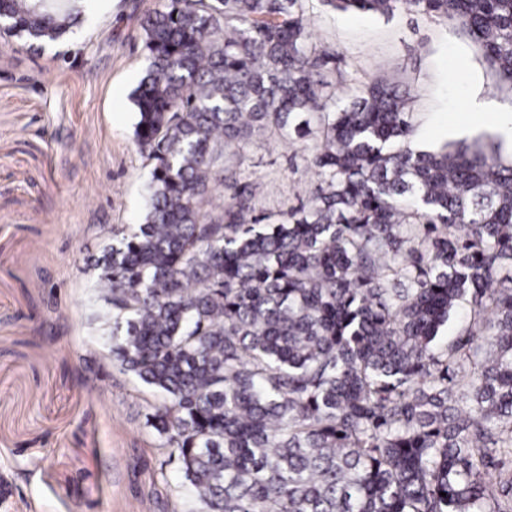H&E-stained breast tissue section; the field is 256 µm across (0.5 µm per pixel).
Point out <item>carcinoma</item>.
I'll return each instance as SVG.
<instances>
[{"mask_svg": "<svg viewBox=\"0 0 512 512\" xmlns=\"http://www.w3.org/2000/svg\"><path fill=\"white\" fill-rule=\"evenodd\" d=\"M307 2L160 0L141 21L146 208L93 264L112 363L161 396L146 425L198 512H512V164L412 148L394 83L338 104ZM318 2L443 16L512 90V0ZM92 10L0 0V22L42 46ZM261 131L320 177L278 223L237 178Z\"/></svg>", "mask_w": 512, "mask_h": 512, "instance_id": "cac0c4a2", "label": "carcinoma"}]
</instances>
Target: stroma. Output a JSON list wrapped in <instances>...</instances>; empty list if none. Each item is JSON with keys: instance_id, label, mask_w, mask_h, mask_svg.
I'll list each match as a JSON object with an SVG mask.
<instances>
[{"instance_id": "obj_1", "label": "stroma", "mask_w": 512, "mask_h": 512, "mask_svg": "<svg viewBox=\"0 0 512 512\" xmlns=\"http://www.w3.org/2000/svg\"><path fill=\"white\" fill-rule=\"evenodd\" d=\"M158 0H112L63 42L33 52L0 36V512H191L177 464L146 415L157 396L113 365L91 263L113 229L140 223L150 166L133 144L131 93L146 65L140 21ZM312 38L336 56L330 90L409 89L412 145L499 143L512 109L479 49L446 18L314 6ZM469 100L486 101L475 115ZM254 213L278 221L319 177L288 141L246 145Z\"/></svg>"}]
</instances>
